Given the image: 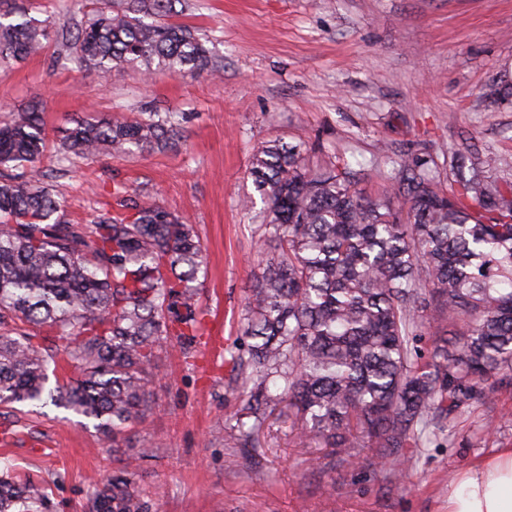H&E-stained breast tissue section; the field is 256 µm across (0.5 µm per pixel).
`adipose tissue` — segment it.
Listing matches in <instances>:
<instances>
[{"label": "adipose tissue", "instance_id": "1", "mask_svg": "<svg viewBox=\"0 0 512 512\" xmlns=\"http://www.w3.org/2000/svg\"><path fill=\"white\" fill-rule=\"evenodd\" d=\"M448 512H512V448L465 471L448 496Z\"/></svg>", "mask_w": 512, "mask_h": 512}]
</instances>
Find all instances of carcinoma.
<instances>
[{"mask_svg":"<svg viewBox=\"0 0 512 512\" xmlns=\"http://www.w3.org/2000/svg\"><path fill=\"white\" fill-rule=\"evenodd\" d=\"M180 3H109L58 38L79 69L212 73L207 41L167 22ZM53 36L26 14L0 21V59L23 60ZM182 123L177 112L73 117L54 135L58 159L168 148ZM48 143L34 108L0 122V405L63 408L116 448L146 418L163 344L186 368L205 369L203 246L195 225L137 193L90 224L71 223L40 167ZM426 164L402 158L388 177L399 217L388 197L362 198L347 166L314 165L299 145L268 141L253 154L268 249L241 340L222 348L254 418L245 439L286 402L299 446L331 448L347 466L373 448L397 482L413 449L455 436L461 410L512 375V180L475 173L448 193ZM434 323L465 331L419 347ZM60 351L79 377L51 387ZM154 447L142 442L122 468L91 481L87 512H155L135 472ZM45 509L41 482L0 467V512Z\"/></svg>","mask_w":512,"mask_h":512,"instance_id":"obj_1","label":"carcinoma"}]
</instances>
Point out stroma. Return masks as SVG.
I'll return each instance as SVG.
<instances>
[{"label":"stroma","instance_id":"obj_1","mask_svg":"<svg viewBox=\"0 0 512 512\" xmlns=\"http://www.w3.org/2000/svg\"><path fill=\"white\" fill-rule=\"evenodd\" d=\"M91 0H0V14H29L56 29L87 20ZM175 23L208 36L216 75H106L79 71L50 42L23 61L0 60V119L40 105L48 129L93 114L181 112L177 147L59 164L43 162L71 220L88 223L115 190L156 196L196 224L208 263L201 300L212 335L233 344L262 271V201L247 177L254 149L279 138L312 160L344 159L357 190L383 196L399 158L427 160L457 189L453 157L486 180L512 158V0H188ZM161 384L143 424L120 451L73 412L37 415L0 406V459L46 487L51 512H85L90 477H104L143 438L158 447L137 481L158 512H448L461 473L512 447V387L466 409L457 437L418 449L402 482H387L371 449L359 467L332 466L323 448H299L284 415L238 444L242 403L230 366L199 374L174 351L156 362Z\"/></svg>","mask_w":512,"mask_h":512}]
</instances>
